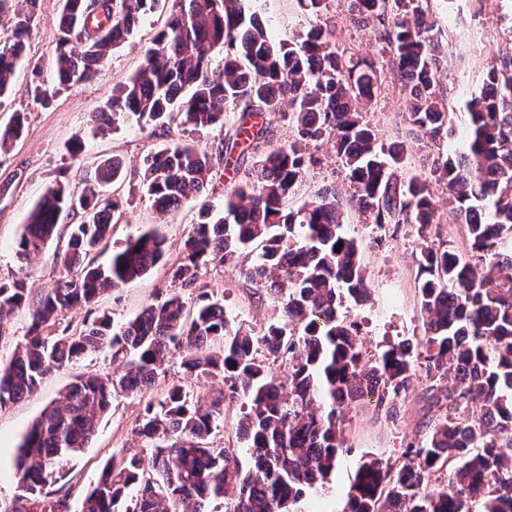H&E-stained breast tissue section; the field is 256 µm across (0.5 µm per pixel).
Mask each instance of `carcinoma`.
<instances>
[{"mask_svg":"<svg viewBox=\"0 0 512 512\" xmlns=\"http://www.w3.org/2000/svg\"><path fill=\"white\" fill-rule=\"evenodd\" d=\"M11 18L0 35V99L6 97L25 38L37 20L38 0ZM158 0H63L54 67L57 83L99 76L109 55L132 35ZM353 19L378 26L381 40L407 90L406 123L430 141L448 138V104L436 74L428 0H350ZM221 54L220 73L211 70ZM381 73L370 59L336 46L332 28L316 26L297 39L275 41L265 23L240 0H171L169 21L152 40L141 69L117 86L112 126L128 116L162 123L173 114L194 129L224 126L238 113L232 144L217 149L231 185L225 214L210 211L194 225L173 263L178 288L199 290L188 310L172 293L120 326L103 314L77 334L50 331L70 310L91 305L104 291L146 276L165 255V239L150 229L130 237L97 264L90 254L108 244L118 201L101 188L125 181L120 159L101 161L75 194L59 184L47 190L16 240L26 262L50 242L61 247V278L32 314L25 342L0 366V406L34 393L54 369L102 347L124 362L118 377H79L61 403L46 410L17 448L22 494L14 512H58L46 488L64 478L62 463L89 446L115 395L142 394L155 382L171 350H181L189 379L221 375L240 401L237 439L251 467L239 469L226 449L209 445L224 418V394L193 400L178 384L147 400L134 433L150 455L105 465L85 494L81 512H208L206 505L233 494L228 512H294L306 489L328 481L345 445L341 417L365 398L389 418L394 398L407 390L420 362L430 381L453 378L432 403L446 407L432 432L405 451L398 467L363 463L345 512H512V56L490 58L483 89L466 101L469 125L463 149L429 157L428 173H401L404 148L388 152L365 112L381 92ZM288 107L294 139L265 147L264 117ZM15 112L0 127V152L23 135ZM331 139L351 201L374 224H416L425 236L438 223L433 186L446 189L448 216L466 227L472 263L457 253L426 247L417 258L425 334L420 343L388 346L365 359L356 324L339 316L344 296L367 301L358 242L343 233L336 193L319 192L302 208L286 207L304 171L316 163L307 145ZM212 170L208 150L183 142L152 155L133 174L138 190L165 214L197 200ZM77 210L79 224L63 227L61 214ZM341 250H336L337 244ZM254 256L251 264L239 263ZM240 264V273L265 288L279 321L260 336L236 328L224 299L204 290L201 271ZM23 282L0 284V312L25 305ZM288 364V381L269 360ZM448 467V487L430 488Z\"/></svg>","mask_w":512,"mask_h":512,"instance_id":"1","label":"carcinoma"}]
</instances>
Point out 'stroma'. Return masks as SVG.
Returning a JSON list of instances; mask_svg holds the SVG:
<instances>
[{"mask_svg": "<svg viewBox=\"0 0 512 512\" xmlns=\"http://www.w3.org/2000/svg\"><path fill=\"white\" fill-rule=\"evenodd\" d=\"M242 5L247 13L256 14L277 40L291 39L295 33L319 25L334 26L341 47L370 57L384 68L385 91L366 118L380 145L388 148L400 142L410 144L404 163V171L410 175L424 173L426 155L463 146L467 123L464 101L482 89L491 52L512 53V0H500L498 6L483 13L479 12L476 0H430L444 56L437 78L452 107L449 123L454 134L438 145L425 140L418 142L405 122V92L396 74L388 69L389 55L376 27L352 24L342 6L317 17L304 11L297 0H242ZM61 6L62 0H39L40 22L28 35L27 57L16 70L11 93L0 100V125L6 124L13 113L26 116L23 138L9 154L0 156V283L23 281L28 297L26 306L0 317V364L8 363L23 344L34 308L60 276L55 246H48L27 262L20 261L15 254L22 226L45 190L62 182L81 191L83 171L105 158L118 157L127 170L133 171L141 169L151 155L172 143L188 140L212 152L225 135L218 126L192 130L176 120L161 126L132 118L115 127L98 125L97 115L107 111L112 103L113 87L141 67L145 51L155 34L164 28L170 9L164 6L148 13L128 42L115 49L95 80L60 86L54 77V49ZM36 75L49 90V97L43 102L34 100L29 93L30 82ZM77 139L82 141L84 150L76 156L71 146ZM309 151L316 162L297 184L288 200L289 207L302 206L322 189L335 190L346 203L344 231L362 246L361 263L370 296L360 306L343 301L340 315L358 324L362 351L369 359L389 345L419 341L424 334V321L416 259L427 246L448 248L470 257L463 225L447 218L445 195L440 191L435 199L442 220L433 225L428 238H421L413 224L388 228L368 223L349 203L350 189L331 144L319 143L310 146ZM228 182V172L221 163H214L207 192L201 200L165 216L159 215L152 200L135 187L126 183L111 187L120 212L119 222L113 228L111 249H119L128 237L154 228L165 237L167 254L144 278L108 290L95 304L60 317L57 329L74 331L104 313L118 325L148 304L173 293L171 266L193 225L199 222L201 206L216 210L223 206ZM201 280L208 290L223 296L236 324L252 334H262L274 321L272 299L234 268L208 266ZM115 369L111 351L104 348L54 370L34 394L0 407V512H13L18 503L21 488L14 456L31 424L47 406L59 401L77 376H103ZM429 385L424 368H417L410 388L396 400L399 414L394 419L378 412L374 403L366 400L350 406L342 418L345 446L335 472L329 483L306 492L297 503L296 512H344L363 461L376 458L402 464L407 446L422 440L428 423L441 414L427 397ZM144 404V397L138 395L115 398L90 445L64 461L65 477L51 490L54 498L65 499L66 512H80L85 493L112 457L147 455L146 443L132 432Z\"/></svg>", "mask_w": 512, "mask_h": 512, "instance_id": "obj_1", "label": "stroma"}]
</instances>
